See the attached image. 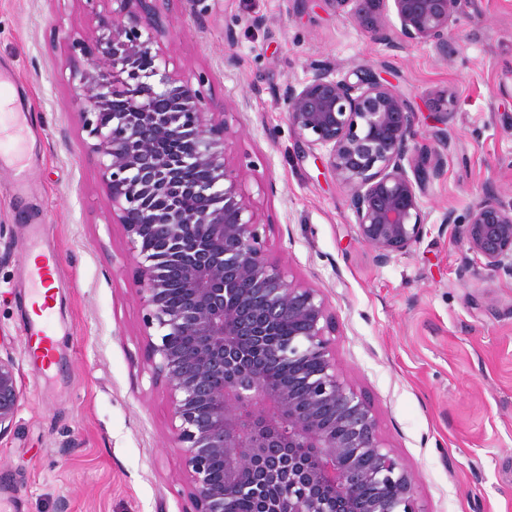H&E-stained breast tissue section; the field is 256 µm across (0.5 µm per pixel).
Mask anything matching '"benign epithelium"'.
Wrapping results in <instances>:
<instances>
[{"instance_id": "1", "label": "benign epithelium", "mask_w": 512, "mask_h": 512, "mask_svg": "<svg viewBox=\"0 0 512 512\" xmlns=\"http://www.w3.org/2000/svg\"><path fill=\"white\" fill-rule=\"evenodd\" d=\"M393 6H388V2ZM100 16L72 49L73 104L93 140L112 219L136 253L145 326L164 378L195 512H421L412 478L376 415L336 364L335 323L319 292L269 262L259 223L224 157L228 134L199 93L153 50L169 34L159 0H84ZM375 40L448 51L459 0H330ZM394 10L398 25L389 22ZM356 81H351L350 76ZM288 125L347 191L357 238L381 263L428 233L421 197L450 144L448 92L422 101L437 122L418 144L415 99L370 70L316 64L281 95ZM442 223L491 278H512V204L484 195ZM181 301L169 297L171 270ZM274 326L288 338L271 344ZM286 366L288 384L266 369ZM18 389L0 357V435Z\"/></svg>"}]
</instances>
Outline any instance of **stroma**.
<instances>
[{
	"instance_id": "1",
	"label": "stroma",
	"mask_w": 512,
	"mask_h": 512,
	"mask_svg": "<svg viewBox=\"0 0 512 512\" xmlns=\"http://www.w3.org/2000/svg\"><path fill=\"white\" fill-rule=\"evenodd\" d=\"M158 47L179 83L224 115L225 160L248 196L268 260L317 288L336 322L337 365L374 409L423 512H512V279L459 277L448 210L484 193L512 203V0H461L447 53L378 43L329 0H169ZM83 0H0V76L30 118L9 126L28 187L0 165V356L19 400L0 435V512H193L172 408L153 373L137 260L113 223L69 82ZM361 64L411 96L447 90L455 113L440 177L422 198L430 229L379 263L348 196L288 127L279 95L314 64ZM61 270L34 350L26 266Z\"/></svg>"
}]
</instances>
